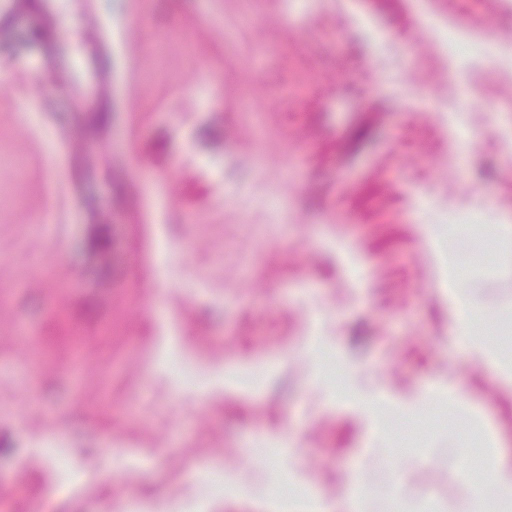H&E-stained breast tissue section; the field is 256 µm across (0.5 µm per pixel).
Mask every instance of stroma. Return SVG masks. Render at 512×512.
I'll return each mask as SVG.
<instances>
[{"label":"stroma","mask_w":512,"mask_h":512,"mask_svg":"<svg viewBox=\"0 0 512 512\" xmlns=\"http://www.w3.org/2000/svg\"><path fill=\"white\" fill-rule=\"evenodd\" d=\"M43 2L0 48V512H266L385 484V450L455 512L448 441L512 461V390L449 335L419 230L512 225V0H70L61 28ZM104 20L111 97L57 79L39 112L44 55ZM470 277L512 351V250ZM450 377L472 419L422 401Z\"/></svg>","instance_id":"stroma-1"}]
</instances>
